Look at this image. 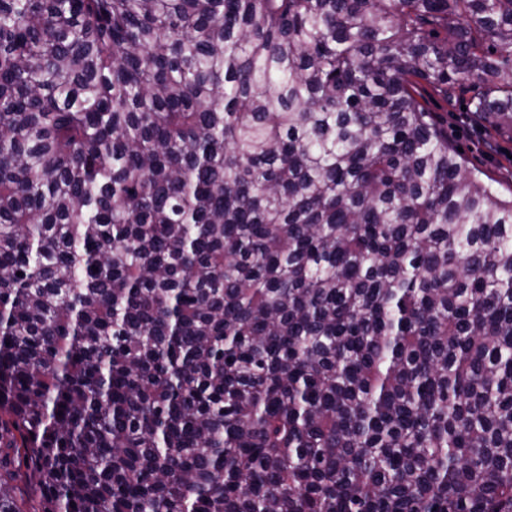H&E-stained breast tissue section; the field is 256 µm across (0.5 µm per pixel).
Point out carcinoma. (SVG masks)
I'll return each mask as SVG.
<instances>
[{
	"label": "carcinoma",
	"mask_w": 512,
	"mask_h": 512,
	"mask_svg": "<svg viewBox=\"0 0 512 512\" xmlns=\"http://www.w3.org/2000/svg\"><path fill=\"white\" fill-rule=\"evenodd\" d=\"M475 82L512 0H0V512H512ZM484 85H475L466 91L458 89L451 94L448 102L438 95H427V105L438 112L441 120H448V144L463 155L470 168L480 170L496 183L497 193L504 199L512 194V132H495L470 112L472 97L485 92ZM465 105L466 109H461ZM465 121H462L463 117ZM482 150L478 149L482 143ZM491 146V149H487ZM463 149V152L458 150ZM508 150L510 156H507Z\"/></svg>",
	"instance_id": "cac0c4a2"
}]
</instances>
